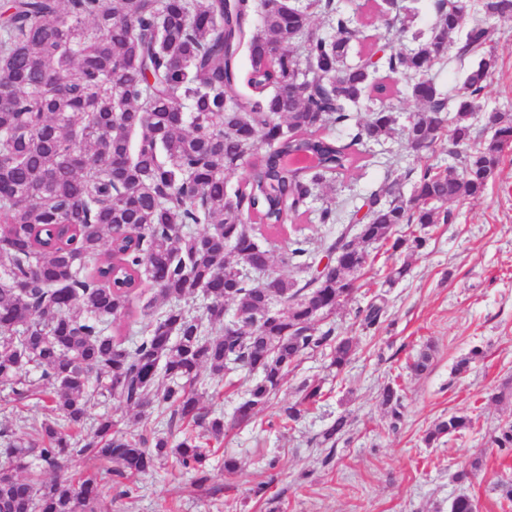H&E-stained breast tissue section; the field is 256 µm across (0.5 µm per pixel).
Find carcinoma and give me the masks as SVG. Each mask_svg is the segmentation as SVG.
I'll list each match as a JSON object with an SVG mask.
<instances>
[{
    "label": "carcinoma",
    "mask_w": 512,
    "mask_h": 512,
    "mask_svg": "<svg viewBox=\"0 0 512 512\" xmlns=\"http://www.w3.org/2000/svg\"><path fill=\"white\" fill-rule=\"evenodd\" d=\"M377 7L404 11L397 32L407 31L415 8L397 0ZM480 9L436 0L428 32L413 33L404 51L377 46L381 56L365 67L347 62L358 30L344 0H302L288 11L274 0H8L0 13V384L20 396L38 374L50 414L27 441L0 431L8 462L0 512H98L107 477L130 480L171 457L202 484L210 466L204 441L224 437V419L208 418L196 389L201 371L221 380L234 360L257 374L236 409L243 424L270 404L300 357L328 348L336 371L351 362L353 338L318 324L352 298L368 264L363 245L423 249L438 205L484 191L512 146V118L489 114L494 136L464 158L462 172L422 168L414 204L393 183L371 192L367 223L353 215L324 241L335 264L326 273L307 241L294 238L279 261L302 276L264 287L274 257L232 212L243 205L255 223L282 229L328 176L352 165L350 147L391 138L396 117L384 101L392 86L376 79L381 69L412 80L421 104L404 127L407 141L427 150L446 135L448 155H460L498 62L492 19L464 26ZM315 13L329 31L312 26ZM444 35L456 59L478 58L454 96L414 80L442 55L436 39ZM243 51L250 96L240 92ZM365 101L374 108L360 122L355 110ZM326 124L350 142L322 133ZM244 127L266 136L264 153L240 136ZM251 156L247 180L230 184L226 172ZM145 279L154 290L142 306L148 321L128 345L112 326L131 316ZM199 292L209 299L203 320L185 307ZM227 301L236 306L234 324L224 322ZM275 301L284 308L267 310ZM384 309L381 296L368 304L362 329L376 327ZM92 391L203 432L172 443L121 431L105 417L77 439L68 428L83 424ZM322 397L321 384L303 385L281 423L298 422ZM381 402L397 429V384L383 386ZM347 426L336 418L320 444L335 447ZM470 429L471 419L450 414L424 442ZM492 441L512 451V422ZM75 456L115 468L75 479L65 471ZM33 459L54 476L21 475Z\"/></svg>",
    "instance_id": "cac0c4a2"
}]
</instances>
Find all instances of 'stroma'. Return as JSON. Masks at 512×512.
<instances>
[{
  "label": "stroma",
  "instance_id": "35a3bbf8",
  "mask_svg": "<svg viewBox=\"0 0 512 512\" xmlns=\"http://www.w3.org/2000/svg\"><path fill=\"white\" fill-rule=\"evenodd\" d=\"M495 44L499 68L482 98L484 110L512 115V19L497 23ZM387 104L399 125L392 139L356 147L357 162L319 188L292 229L306 237L313 251L338 230L334 224L311 219L312 211L333 201L343 212L360 208L384 182L407 181L409 170L448 167L446 150L416 152L401 128L418 103L407 93L403 78L393 79ZM448 222L431 225L426 247L407 255L379 244L366 245L369 263L356 282L349 304L325 321L336 335L353 337L357 352L343 371L329 367L327 352L305 356L291 372L272 405L253 422L237 425L234 410L242 401L245 369L226 372L223 381L202 373L204 404L224 416V438L212 442L209 479L197 485L193 474L170 463L126 481L113 478L100 503L101 512H450L453 499L468 495L476 512H512L501 484L512 483V453L497 448L496 428L512 421V397L500 402L491 396L512 379V147L499 157L483 193L445 203ZM409 264L408 275L393 288H384L389 272ZM386 299V317L379 328L363 331L356 312L377 295ZM432 346L429 370L415 374L410 360ZM479 357H471L472 349ZM468 359L459 368L460 359ZM319 382L324 396L304 418L277 427L280 407L296 401L303 383ZM401 390L403 418L389 430L380 403L383 384ZM45 396L15 398L0 389V430L13 438L26 437L45 413ZM455 413L472 419L474 428L462 436L446 437L426 447V430L441 417ZM350 421L349 439L334 449L319 437L338 416ZM108 416L118 428L137 433L148 428L170 440L178 428L148 412L138 419L118 400L95 398L85 430ZM239 462L225 472V457ZM479 462L468 482L453 479L456 471Z\"/></svg>",
  "mask_w": 512,
  "mask_h": 512
}]
</instances>
